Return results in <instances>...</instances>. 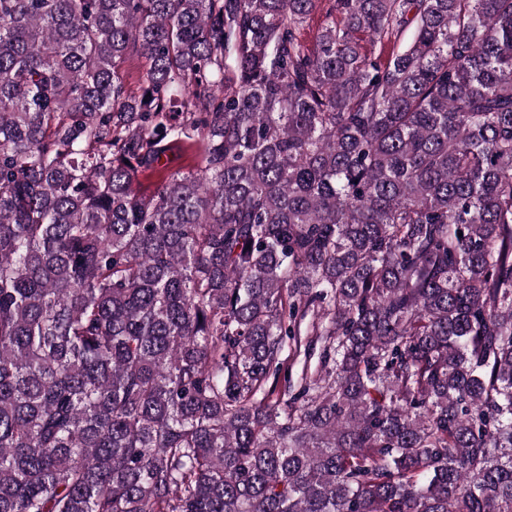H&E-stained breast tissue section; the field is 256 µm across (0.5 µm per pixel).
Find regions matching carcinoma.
<instances>
[{
  "mask_svg": "<svg viewBox=\"0 0 512 512\" xmlns=\"http://www.w3.org/2000/svg\"><path fill=\"white\" fill-rule=\"evenodd\" d=\"M318 4L0 0V512H512V0ZM198 153L193 150H188L181 143L172 144L170 149L161 161L163 171H176L185 168L188 164L198 162Z\"/></svg>",
  "mask_w": 512,
  "mask_h": 512,
  "instance_id": "1",
  "label": "carcinoma"
}]
</instances>
